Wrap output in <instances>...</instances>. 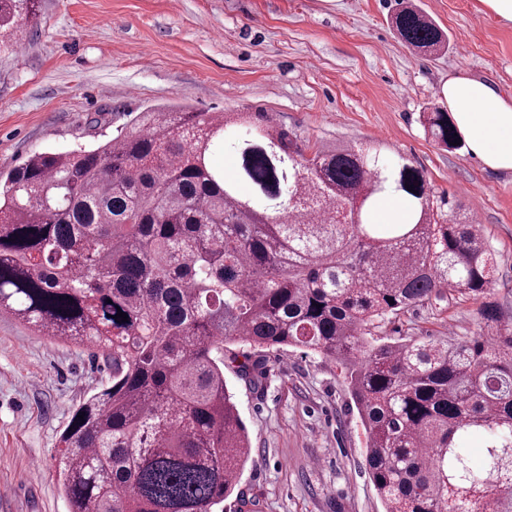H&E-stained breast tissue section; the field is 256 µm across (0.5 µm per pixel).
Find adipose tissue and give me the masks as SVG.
<instances>
[{
  "instance_id": "adipose-tissue-1",
  "label": "adipose tissue",
  "mask_w": 512,
  "mask_h": 512,
  "mask_svg": "<svg viewBox=\"0 0 512 512\" xmlns=\"http://www.w3.org/2000/svg\"><path fill=\"white\" fill-rule=\"evenodd\" d=\"M442 94L470 154L488 170L512 172V95L464 71L449 76Z\"/></svg>"
}]
</instances>
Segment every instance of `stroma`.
<instances>
[{
	"label": "stroma",
	"mask_w": 512,
	"mask_h": 512,
	"mask_svg": "<svg viewBox=\"0 0 512 512\" xmlns=\"http://www.w3.org/2000/svg\"><path fill=\"white\" fill-rule=\"evenodd\" d=\"M447 33L430 57L390 21L396 0H42L22 52L0 51V176L36 152L93 148L163 104L256 112L314 145L378 146L456 199L496 253L492 300L512 316V173L428 138L422 114L466 71L512 92V23L476 0H411ZM479 301L410 309L385 338L474 336ZM224 377L252 448L224 512H383L345 374L322 355H267L250 388ZM111 382L99 350L34 335L0 314V512H68L57 442L72 412Z\"/></svg>",
	"instance_id": "35a3bbf8"
}]
</instances>
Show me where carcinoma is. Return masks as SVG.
Returning a JSON list of instances; mask_svg holds the SVG:
<instances>
[{
	"label": "carcinoma",
	"instance_id": "obj_1",
	"mask_svg": "<svg viewBox=\"0 0 512 512\" xmlns=\"http://www.w3.org/2000/svg\"><path fill=\"white\" fill-rule=\"evenodd\" d=\"M41 4L0 0V42L22 44ZM392 22L420 52L448 46L417 7ZM423 126L456 149L445 109ZM391 191L411 207L381 227L372 207ZM496 270L482 227L434 203L407 159L307 154L250 112H140L97 148L34 153L0 184V313L102 349L112 372L59 438L69 512H216L251 459L230 344L254 350L235 370L254 389L266 350L344 368L384 512H512V326L488 300ZM452 293L481 301L502 326L494 342L379 336Z\"/></svg>",
	"mask_w": 512,
	"mask_h": 512
}]
</instances>
